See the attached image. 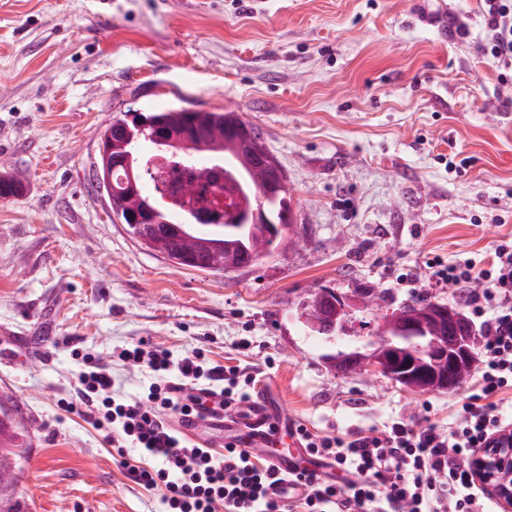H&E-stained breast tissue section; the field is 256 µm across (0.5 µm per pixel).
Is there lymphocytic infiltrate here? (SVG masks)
<instances>
[{"mask_svg": "<svg viewBox=\"0 0 512 512\" xmlns=\"http://www.w3.org/2000/svg\"><path fill=\"white\" fill-rule=\"evenodd\" d=\"M486 56L512 71V0H484ZM425 275L448 285L483 331L481 365L469 394L448 404V421L415 426L398 417L380 430L321 434L304 425L295 431L306 452L338 471L327 479L296 475L303 495L272 498L284 476L266 458L225 443L209 448L191 442L176 420L200 416L196 390L223 382V405L249 402L256 377L240 366H208L204 351L180 360L137 344L122 349L124 363L153 375L145 395L117 399L108 365L72 348L83 369L61 407L77 414L110 444L124 476L145 491H160L162 512H488L468 461L491 437L512 427V238L497 240L490 263L474 259H428ZM137 460H130L128 450Z\"/></svg>", "mask_w": 512, "mask_h": 512, "instance_id": "lymphocytic-infiltrate-1", "label": "lymphocytic infiltrate"}]
</instances>
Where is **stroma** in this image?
Here are the masks:
<instances>
[{
  "mask_svg": "<svg viewBox=\"0 0 512 512\" xmlns=\"http://www.w3.org/2000/svg\"><path fill=\"white\" fill-rule=\"evenodd\" d=\"M482 20L481 0H0V176L24 184L0 200V393L25 428L24 512L162 508L58 406L82 370L69 338L109 363L119 397L151 382L117 358L144 342L250 368L324 434L447 417L465 388L336 371L339 348L299 309L333 288L343 324L372 336L378 307L455 305L421 278L427 258L480 259L512 234V83L481 51ZM166 108L238 113L281 166L292 222L257 266H172L92 184L107 124ZM43 324L47 360H23L14 337ZM323 296L320 293H317L315 296L313 294H308L307 297L303 300V311L301 313L302 316L305 318V327L309 333H311V336H336V334L331 335V333L323 332L325 331L326 327L331 324H326L325 322H322L321 324H312L309 322V320L313 317L318 319L320 310H319V300Z\"/></svg>",
  "mask_w": 512,
  "mask_h": 512,
  "instance_id": "stroma-1",
  "label": "stroma"
}]
</instances>
